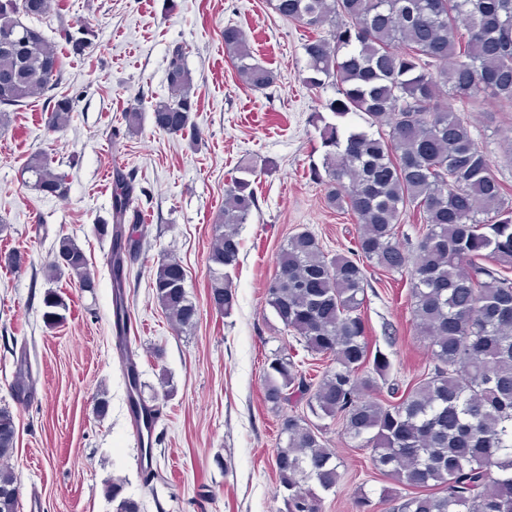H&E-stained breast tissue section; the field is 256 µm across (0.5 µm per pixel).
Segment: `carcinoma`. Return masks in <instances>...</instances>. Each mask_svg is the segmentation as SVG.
<instances>
[{"instance_id":"1","label":"carcinoma","mask_w":512,"mask_h":512,"mask_svg":"<svg viewBox=\"0 0 512 512\" xmlns=\"http://www.w3.org/2000/svg\"><path fill=\"white\" fill-rule=\"evenodd\" d=\"M281 17L325 35L303 44L310 90L332 87L317 114L324 155L313 178L326 186L327 204L350 214L358 235L348 254L328 257L310 231L292 235L266 302L284 328L315 361L325 364L313 381L287 354L276 353L264 373V399L274 409L302 402L318 418L342 421L357 447L370 449L373 470L403 486L386 489L387 512H512V198L493 178L484 151L443 94L460 110L490 95L512 105V0H269ZM49 0H0V32L20 33L0 44V130L9 108L55 89L61 63L43 31L21 17L40 19ZM224 51L256 90L276 77L254 61L245 32L224 26ZM166 79L174 93L153 106L155 127L198 140L193 77L185 51L172 50ZM48 127L64 129L73 99L48 97ZM367 127H345L349 115ZM26 171L46 196L64 198L69 182L43 152ZM225 190L209 253V297L228 315L235 297L230 271L239 263V228L257 198L244 164ZM135 186L122 175L112 191L110 271L117 336L127 332L126 259L141 240L126 232L141 213ZM420 217L425 230L414 250L399 240L402 216ZM414 266L410 300L417 333L431 363L407 383L389 380L391 362L375 349L364 316L367 273H403ZM51 277L64 273L94 287L75 239L56 241ZM179 329L193 326L197 307L185 289L180 263L162 256L151 285ZM45 323L63 318L64 300L47 291ZM131 412L143 404L133 368L126 369ZM273 466L286 512H323V494L342 475L323 428L301 414H285ZM16 447L13 413L0 408V512H19L18 477L9 461ZM106 494L115 512H143L142 504L112 483Z\"/></svg>"}]
</instances>
